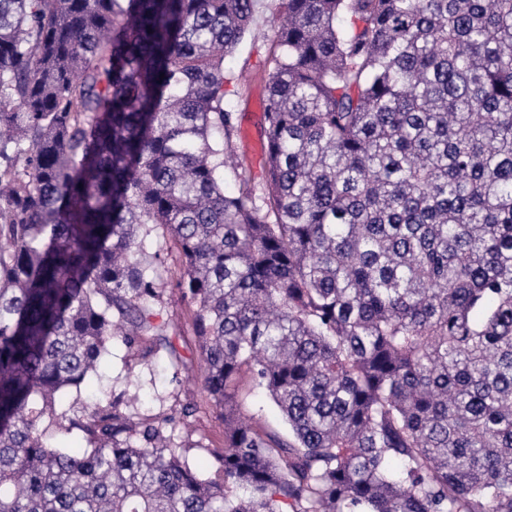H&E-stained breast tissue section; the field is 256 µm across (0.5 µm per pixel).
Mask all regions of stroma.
<instances>
[{"mask_svg":"<svg viewBox=\"0 0 512 512\" xmlns=\"http://www.w3.org/2000/svg\"><path fill=\"white\" fill-rule=\"evenodd\" d=\"M278 26L276 0H257L249 33L224 57L226 98L237 111L239 148L257 174L266 161L262 149V104L268 81L265 56ZM145 246L155 256L147 274L160 293L154 322L156 328L164 326V333H157L156 328L149 331L136 353L128 351L122 337H114L99 376L90 379L81 393L63 394L60 404L75 409L103 393L111 397L121 413L135 420L176 415L183 406H192L190 426L175 427L171 441L181 448L189 464L206 476L215 469V454L224 446V423L203 385L194 306L182 300L178 287L183 271L181 253L160 227L146 239ZM236 403L241 414L257 420L266 431L287 435V425L264 391L242 385Z\"/></svg>","mask_w":512,"mask_h":512,"instance_id":"35a3bbf8","label":"stroma"}]
</instances>
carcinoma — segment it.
<instances>
[{"label":"carcinoma","mask_w":512,"mask_h":512,"mask_svg":"<svg viewBox=\"0 0 512 512\" xmlns=\"http://www.w3.org/2000/svg\"><path fill=\"white\" fill-rule=\"evenodd\" d=\"M254 2L0 0V512H512V0H280L259 183L224 92ZM155 226L210 477L171 418L59 406L153 328ZM236 403L241 414L253 417L266 431L288 436V426L278 408L264 391L252 390V386L244 382L236 396Z\"/></svg>","instance_id":"obj_1"}]
</instances>
